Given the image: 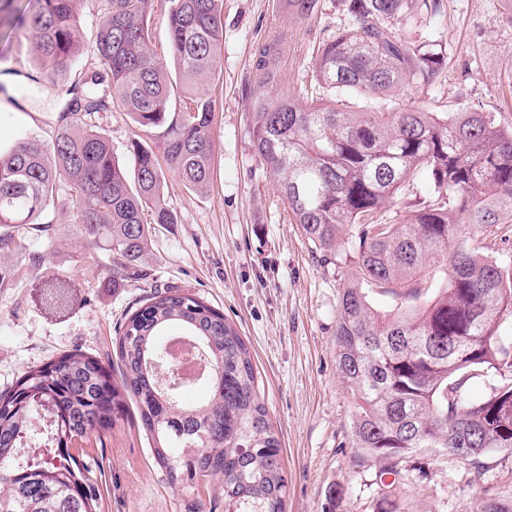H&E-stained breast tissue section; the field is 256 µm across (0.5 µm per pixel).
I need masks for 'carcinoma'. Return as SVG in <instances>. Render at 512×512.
Instances as JSON below:
<instances>
[{
	"label": "carcinoma",
	"mask_w": 512,
	"mask_h": 512,
	"mask_svg": "<svg viewBox=\"0 0 512 512\" xmlns=\"http://www.w3.org/2000/svg\"><path fill=\"white\" fill-rule=\"evenodd\" d=\"M81 0H28L31 53L49 78L64 83L86 49ZM173 65L150 49L153 0H104L92 50L101 69L68 87L55 136L44 142L20 129L0 148V250L12 230L44 232L40 216L68 184L73 222L91 244L119 259V286L141 262L152 224H175L164 172L203 193L212 180L215 100L207 87L222 70L224 0H169ZM317 0H282L310 18ZM351 24L325 41L314 73L331 105L283 91L280 33L255 60L248 131L260 163L294 223L334 266L351 262L357 280L343 289L336 320L339 372L356 406L353 447L379 466L377 477L404 480L400 460L417 448L512 449V351L501 336L512 312V259H491L469 241L512 212V127L473 105L430 112L400 104L406 85L426 86L445 65L443 51L401 33L418 11L440 0H345ZM389 101L386 112H351L345 98ZM120 105L152 142L134 139L119 158L92 118ZM163 150L162 170L154 148ZM414 177L430 198L401 214L399 192ZM393 210L395 221L383 219ZM150 217H145V211ZM393 296L374 308L366 288ZM199 341L214 373L202 401L191 384L168 392L147 360L166 361L160 340L171 325ZM120 381L112 367L80 350L31 368L0 393V512H101L102 493L88 454L56 465L43 449L83 447L102 437L135 400L156 463L171 481L221 478L224 512H284L288 475L280 437L261 399L251 353L224 313L196 294L154 293L116 337ZM495 370L492 394L472 399L473 371Z\"/></svg>",
	"instance_id": "cac0c4a2"
}]
</instances>
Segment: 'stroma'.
<instances>
[{"mask_svg": "<svg viewBox=\"0 0 512 512\" xmlns=\"http://www.w3.org/2000/svg\"><path fill=\"white\" fill-rule=\"evenodd\" d=\"M280 0H224V55L210 87L216 102L213 179L207 193L168 177L165 196L177 221L151 227L142 276L115 288L106 280L112 254L89 244L72 220L67 188L47 210L38 243L21 238L0 253V392L30 368L75 348L112 362L125 315L156 291L198 294L222 311L248 344L260 395L280 436L288 471L285 512H325L331 486L344 490L339 512H480L491 500L512 504V450L491 448L465 462L440 448H419L400 467L405 487L387 494L373 461L352 444L354 398L340 376L336 319L355 266L320 262L269 173L254 154L248 114L254 101L253 53L274 31L288 32L280 66L289 85L313 80L319 45L349 23L344 0H318L311 18L286 14ZM419 13L415 39L440 44L443 70L425 89L406 86L401 100L432 112L471 105L512 126V0H441ZM35 61L21 29L0 24V143L22 126L51 140L65 106L62 88L30 78ZM95 121L119 156L142 133L112 108ZM41 251L33 261L31 250ZM64 299L52 304L51 291ZM86 451L101 470L102 512H224L221 480L171 482L133 401L103 440Z\"/></svg>", "mask_w": 512, "mask_h": 512, "instance_id": "stroma-1", "label": "stroma"}]
</instances>
